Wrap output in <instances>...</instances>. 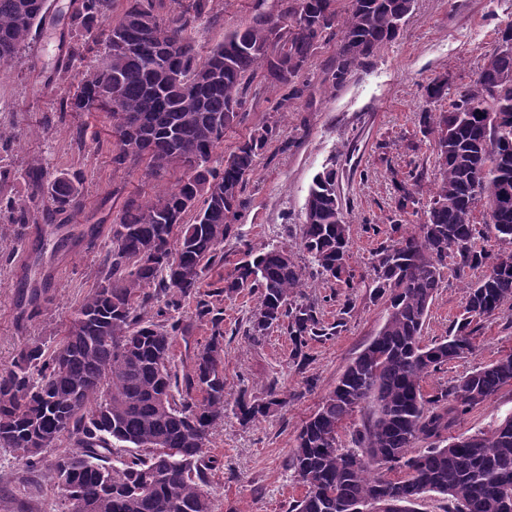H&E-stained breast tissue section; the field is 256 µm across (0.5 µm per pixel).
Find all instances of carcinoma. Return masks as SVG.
Listing matches in <instances>:
<instances>
[{
	"label": "carcinoma",
	"instance_id": "carcinoma-1",
	"mask_svg": "<svg viewBox=\"0 0 512 512\" xmlns=\"http://www.w3.org/2000/svg\"><path fill=\"white\" fill-rule=\"evenodd\" d=\"M208 0L160 16L154 0H126L112 20V0H79L71 30L107 51L87 70L77 92L60 103L66 112L109 114L117 151L112 163L146 162L159 176L180 163L171 185L144 204L129 200L111 225V246L101 258V281L78 306L56 345L26 343L11 366L0 370V449L30 468L54 452L50 478L63 475L67 499L83 512H214L208 485L213 461L204 449L224 422V334L211 336L184 377L172 372L173 337L179 322L168 310L196 299L199 317L211 313L200 288L206 270L222 257V245L247 205L243 197L256 159L277 126L254 130L224 159L208 166L224 131L239 121L245 79L260 70L286 91L273 111L303 96L299 82L315 51L336 39L332 92L400 36L415 0H292L277 15L255 0L249 24L224 35L199 61L189 31ZM47 0H0V65L12 62L43 25ZM512 23L496 31L494 49L464 89L448 92L434 79L419 116V132L434 156L428 200L421 203L424 172H392L394 236L372 253L371 301L385 305L378 333L304 421L287 459L304 493L288 512H360L389 498L405 512L434 495L444 512H512V414L495 429L455 440L448 431L464 415L512 387V351L448 385L424 391L426 379L472 349L475 318L512 309V249L494 254L477 248L483 235L474 220L486 207V230L512 244ZM450 98L448 110L429 104ZM25 199L0 193V216L22 239L29 203L48 194L54 212L81 205V175L62 172L44 182L40 164L26 173ZM200 206L194 223H184ZM420 215L408 232L402 217ZM303 267L287 249L244 244L243 257L224 277V293H258L259 306L246 331L256 343L272 326L290 337L292 359L307 360L309 342L335 336L353 300L333 323L324 322L301 293L306 272L357 287L349 264V225L338 192L336 165L316 175L299 225ZM455 273L486 268L467 285L465 316L448 335L421 341L423 325L448 258ZM192 269L194 277H182ZM165 298L158 320L144 316L152 298ZM285 403L272 387L264 401L236 402L248 425ZM369 407L352 448L338 444L339 430L356 409ZM67 441L69 448H60ZM426 440L418 455L411 448Z\"/></svg>",
	"mask_w": 512,
	"mask_h": 512
}]
</instances>
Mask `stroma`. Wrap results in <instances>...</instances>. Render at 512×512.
Instances as JSON below:
<instances>
[{
	"label": "stroma",
	"instance_id": "obj_1",
	"mask_svg": "<svg viewBox=\"0 0 512 512\" xmlns=\"http://www.w3.org/2000/svg\"><path fill=\"white\" fill-rule=\"evenodd\" d=\"M75 0H51L43 25L26 49L10 64L0 65V130L13 136L0 144V166L15 171L11 194L28 192L24 173L39 161L45 179L77 171L82 207L69 217L52 214L49 197L39 198L24 241L0 234V369L10 367L19 349L40 340L52 345L50 330L64 326L99 279L97 250L107 245L110 227L127 199L146 202L169 186L173 174L154 177L144 165L118 167L116 145L100 112L62 111L60 101L76 92L90 66L105 52L104 44L81 48L69 27ZM253 0H209L207 14L195 22L192 36L200 55L223 42L226 33L246 25ZM512 21V0H415L402 35L382 47L368 67L355 71L337 94L327 91L336 47L326 44L312 58L305 79L309 90L294 108L273 111L278 87L262 74L251 79L239 123L226 132L209 165L221 168L243 138L266 123L278 135L259 155L249 176L242 211L224 242L222 262L203 280L219 325L197 318L195 299L183 302V333L174 339V367L184 373L214 331L224 333V392L228 402L239 397L262 400L277 389L286 403L244 426L233 412L211 437L206 449L216 459L208 490L214 512H287L302 487L286 468L287 457L302 425L332 390L347 365L375 336L385 319L383 304L372 302L371 254L387 240L393 215L391 169L417 166L433 176V156L419 132L418 114L426 86L450 75L456 86L470 83L484 56L495 45L499 24ZM336 166L344 216L350 226L349 263L358 286L323 278L308 279L303 292L317 305L320 317L334 322L345 298L354 308L343 331L310 342L305 367L293 362L292 343L283 327H271L259 342L245 336L258 296L222 294V279L242 257L243 243L288 249L299 264L308 256L300 245L299 226L312 180L326 166ZM99 228L98 247L82 239L90 225ZM482 269L457 277L445 267L422 330L423 343L447 335L464 313L466 287L482 277ZM38 287L37 308L27 304ZM512 351V311L478 320L472 350L465 358L428 378L425 389L445 385ZM512 413V388H506L460 419L450 434L461 437L494 427ZM50 458L26 469L0 450V512H67L65 492L49 479Z\"/></svg>",
	"mask_w": 512,
	"mask_h": 512
}]
</instances>
